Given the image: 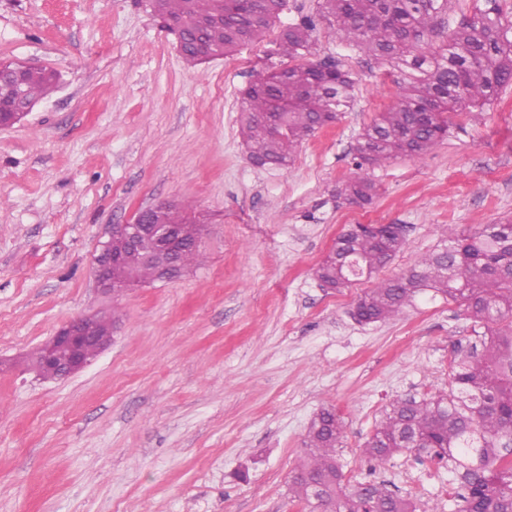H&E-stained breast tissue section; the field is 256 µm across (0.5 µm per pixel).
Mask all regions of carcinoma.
Here are the masks:
<instances>
[{"instance_id":"obj_1","label":"carcinoma","mask_w":512,"mask_h":512,"mask_svg":"<svg viewBox=\"0 0 512 512\" xmlns=\"http://www.w3.org/2000/svg\"><path fill=\"white\" fill-rule=\"evenodd\" d=\"M287 0H266L254 15L251 0H145L169 29L185 40L205 21L212 39L228 55L261 40L280 20ZM451 0H321L320 15L336 25L350 50L388 64L400 88L396 103L377 113L352 146L356 175L336 186V198L369 205L376 196L371 169L397 158L419 159L448 137L449 114H471L512 87V11L503 0H475L473 14L446 28ZM316 17L304 15L282 28L272 55L288 58V74L273 66L249 84L239 99V135L249 161L258 167H286L296 148L338 119L353 97L351 72L339 61L309 62ZM24 92L36 103L57 86L52 70L27 68ZM298 104L280 117L271 134L266 121L274 99ZM193 206L168 205L161 215L189 239L200 225ZM386 244L344 230L315 269L331 290L347 288L390 262L405 246L403 230L386 226ZM205 256L189 248L182 272ZM155 281V268L127 253L119 280ZM464 308L474 325V341L448 362V389L420 399H397L364 443L363 455L383 464L398 454L428 455L451 474L448 507L454 512H512V224H484L468 234L448 228L445 239L405 273L379 279L354 302L352 315L370 324L396 317L423 294ZM341 418L325 408L311 420L303 457L289 481L294 496L310 512H415L410 501L377 482L346 483L336 447Z\"/></svg>"}]
</instances>
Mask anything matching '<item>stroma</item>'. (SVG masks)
<instances>
[{"mask_svg": "<svg viewBox=\"0 0 512 512\" xmlns=\"http://www.w3.org/2000/svg\"><path fill=\"white\" fill-rule=\"evenodd\" d=\"M277 35L190 66L141 0H0V60L60 75L0 130V512H308L288 480L325 408L343 421L347 480L448 512L446 468L409 453L373 466L361 449L394 399L447 389L472 321L422 295L403 317L362 325L349 310L373 278L332 291L314 270L351 224L404 225L384 278L448 225L512 222V88L480 120L452 116L422 158L375 169L372 204L340 205L332 192L356 173V135L399 88L319 19L311 59L342 61L354 98L293 164L258 168L238 99ZM169 201L203 218L206 263L99 294L108 226ZM112 310V340L86 367L37 376L44 340Z\"/></svg>", "mask_w": 512, "mask_h": 512, "instance_id": "stroma-1", "label": "stroma"}]
</instances>
